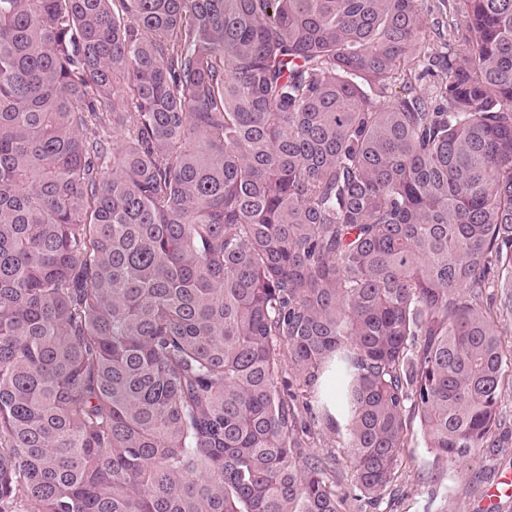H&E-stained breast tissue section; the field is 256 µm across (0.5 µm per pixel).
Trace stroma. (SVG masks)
<instances>
[{
    "label": "stroma",
    "mask_w": 512,
    "mask_h": 512,
    "mask_svg": "<svg viewBox=\"0 0 512 512\" xmlns=\"http://www.w3.org/2000/svg\"><path fill=\"white\" fill-rule=\"evenodd\" d=\"M501 415L498 451H480L456 464L437 460L424 436L414 433L391 487L374 505L360 497L348 454L335 435L317 432L312 451L335 471L339 491L349 496V512H483L488 483L498 473L512 472L511 382L505 385Z\"/></svg>",
    "instance_id": "stroma-1"
}]
</instances>
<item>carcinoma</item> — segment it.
I'll list each match as a JSON object with an SVG mask.
<instances>
[{"mask_svg":"<svg viewBox=\"0 0 512 512\" xmlns=\"http://www.w3.org/2000/svg\"><path fill=\"white\" fill-rule=\"evenodd\" d=\"M457 2L435 56L424 0H0V512H346L317 427L373 501L416 429L496 448L512 0Z\"/></svg>","mask_w":512,"mask_h":512,"instance_id":"obj_1","label":"carcinoma"}]
</instances>
